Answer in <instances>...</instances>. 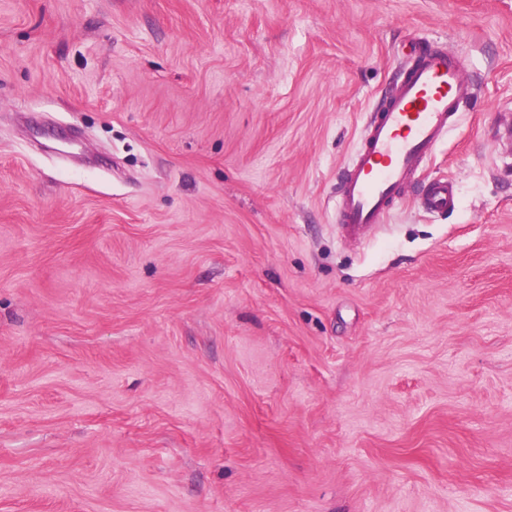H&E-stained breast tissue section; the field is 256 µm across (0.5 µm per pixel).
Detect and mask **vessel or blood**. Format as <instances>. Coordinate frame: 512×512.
Masks as SVG:
<instances>
[{
    "label": "vessel or blood",
    "mask_w": 512,
    "mask_h": 512,
    "mask_svg": "<svg viewBox=\"0 0 512 512\" xmlns=\"http://www.w3.org/2000/svg\"><path fill=\"white\" fill-rule=\"evenodd\" d=\"M470 95L456 57L419 54L396 91L370 113L356 157L344 172L338 222L350 235L382 222L417 165L434 154L456 124ZM455 202V188L447 179L427 185L425 205L430 211L446 212Z\"/></svg>",
    "instance_id": "b4317fda"
}]
</instances>
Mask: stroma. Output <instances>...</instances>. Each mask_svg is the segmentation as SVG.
<instances>
[{
  "label": "stroma",
  "instance_id": "stroma-1",
  "mask_svg": "<svg viewBox=\"0 0 512 512\" xmlns=\"http://www.w3.org/2000/svg\"><path fill=\"white\" fill-rule=\"evenodd\" d=\"M418 44L472 95L344 237ZM0 512H512V0H0ZM456 202L454 185L448 179L432 180L425 189V205L436 213L447 212Z\"/></svg>",
  "mask_w": 512,
  "mask_h": 512
}]
</instances>
